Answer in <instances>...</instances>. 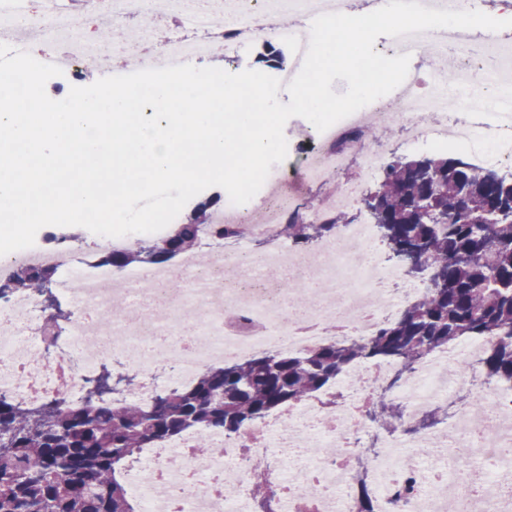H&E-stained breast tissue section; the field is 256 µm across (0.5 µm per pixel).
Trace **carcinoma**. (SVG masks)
Segmentation results:
<instances>
[{
	"label": "carcinoma",
	"instance_id": "cac0c4a2",
	"mask_svg": "<svg viewBox=\"0 0 512 512\" xmlns=\"http://www.w3.org/2000/svg\"><path fill=\"white\" fill-rule=\"evenodd\" d=\"M364 204L385 227L406 273L430 270L434 288L420 303L362 341L208 367L192 384L158 392L148 408L136 399L135 377L108 364L87 380L77 403L26 408L0 394V512H135L116 472L141 449L193 428L236 435L273 409L332 386L355 365L394 362L409 372L429 352L465 337L486 342L483 375L512 385V181L459 157L395 156ZM202 223H211V214L122 252L107 250L97 262L166 264L193 250ZM338 224L336 216L302 224L293 215L283 233L293 247L305 248L336 235ZM55 274L51 266L20 265L0 280V300L28 289L55 310L57 328L67 315L51 289ZM401 416L383 392L368 410L381 426ZM356 480V512H374L365 477Z\"/></svg>",
	"mask_w": 512,
	"mask_h": 512
}]
</instances>
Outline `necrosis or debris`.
Instances as JSON below:
<instances>
[{
  "instance_id": "obj_1",
  "label": "necrosis or debris",
  "mask_w": 512,
  "mask_h": 512,
  "mask_svg": "<svg viewBox=\"0 0 512 512\" xmlns=\"http://www.w3.org/2000/svg\"><path fill=\"white\" fill-rule=\"evenodd\" d=\"M350 8V0H51L36 14L29 0H0V42L16 45L28 32L66 44L67 53L50 61L77 85L89 55L110 76L118 56L136 71L196 65L220 41L234 67L246 49L269 37L288 50L287 66L276 73L286 85L302 66L313 19ZM283 14L294 17L293 27L275 24ZM89 15L113 21L111 42L80 36ZM166 15L198 30V37L155 43V22ZM131 16L142 25L128 31L122 22ZM374 49L388 57L410 54L404 83L325 132L301 127L299 137L313 141L301 165H272L251 201L228 202L215 212L216 223L247 227L233 250L211 249L205 264L186 253L171 265L126 269L77 270L69 251L38 246L0 257L1 280L21 264L56 267L71 308L58 338L50 312L29 290L0 302V391L23 406L54 397L77 402L85 379L119 360L137 375L138 400L147 406L161 387L162 369L173 368L172 383L187 385L216 363L367 339L398 317L424 288L382 261L377 229L361 211L362 182L338 186L305 214L307 223L321 224L339 210L359 212L355 223L311 252L281 240L296 211L295 186L322 183L353 161L363 174L379 171L386 150L377 133L391 120L406 146L469 147L485 165L512 162V113L496 109L512 98V44L484 29H432L381 37ZM450 98L459 101V113H448ZM273 238L276 248L254 249L255 240ZM74 272L84 285L78 294L69 288ZM483 348V341L470 340L432 352L409 375L393 363L353 367L341 380L348 395L340 406L303 401L231 441L219 431L188 430L144 449L125 483L138 512H252L255 467L272 460L280 512H355L353 463L359 460L371 476L376 512H445L451 503L457 512H512V387L481 381ZM462 364L468 372H459ZM382 390L407 422L460 392L471 399L451 432L407 437L397 431L373 451L367 441L377 429L367 409ZM203 437L223 449L221 458L196 452ZM310 448L317 451L311 464L302 459ZM485 460L494 471L482 468Z\"/></svg>"
}]
</instances>
